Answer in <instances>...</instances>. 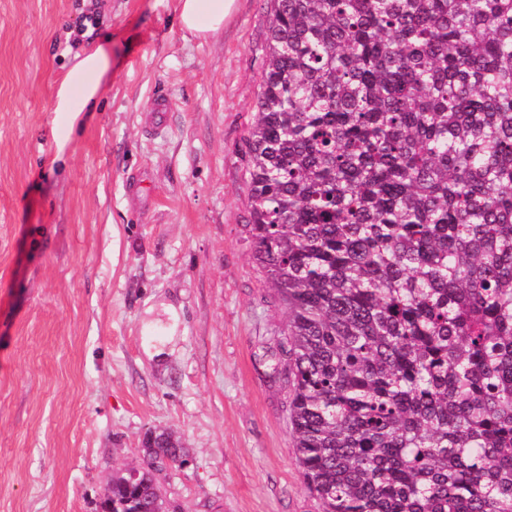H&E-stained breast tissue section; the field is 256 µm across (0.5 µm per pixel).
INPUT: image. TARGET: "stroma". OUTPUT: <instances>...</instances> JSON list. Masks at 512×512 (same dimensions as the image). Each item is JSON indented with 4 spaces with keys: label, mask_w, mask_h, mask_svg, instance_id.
I'll list each match as a JSON object with an SVG mask.
<instances>
[{
    "label": "stroma",
    "mask_w": 512,
    "mask_h": 512,
    "mask_svg": "<svg viewBox=\"0 0 512 512\" xmlns=\"http://www.w3.org/2000/svg\"><path fill=\"white\" fill-rule=\"evenodd\" d=\"M98 2L117 66L58 161L85 0H0V512H101L150 429L186 450L178 512H319L270 376L286 311L246 241L269 0L204 38L179 0Z\"/></svg>",
    "instance_id": "35a3bbf8"
}]
</instances>
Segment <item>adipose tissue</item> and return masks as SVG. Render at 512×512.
I'll return each mask as SVG.
<instances>
[{"instance_id": "adipose-tissue-1", "label": "adipose tissue", "mask_w": 512, "mask_h": 512, "mask_svg": "<svg viewBox=\"0 0 512 512\" xmlns=\"http://www.w3.org/2000/svg\"><path fill=\"white\" fill-rule=\"evenodd\" d=\"M236 0H180L178 26L204 37L219 30ZM112 40L105 37L75 53L65 76L53 88V137L58 154H65L74 131L88 113L97 111L106 81L112 75Z\"/></svg>"}]
</instances>
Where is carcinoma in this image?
Instances as JSON below:
<instances>
[{
	"label": "carcinoma",
	"instance_id": "1",
	"mask_svg": "<svg viewBox=\"0 0 512 512\" xmlns=\"http://www.w3.org/2000/svg\"><path fill=\"white\" fill-rule=\"evenodd\" d=\"M244 141L320 512H512V0H272ZM108 512H158L145 433Z\"/></svg>",
	"mask_w": 512,
	"mask_h": 512
}]
</instances>
